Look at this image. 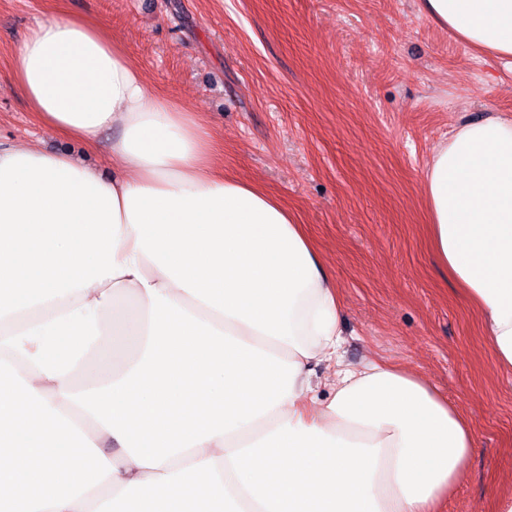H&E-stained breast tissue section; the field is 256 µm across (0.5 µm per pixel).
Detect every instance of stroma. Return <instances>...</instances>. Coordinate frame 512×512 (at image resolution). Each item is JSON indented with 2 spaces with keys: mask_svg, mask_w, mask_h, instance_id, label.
<instances>
[{
  "mask_svg": "<svg viewBox=\"0 0 512 512\" xmlns=\"http://www.w3.org/2000/svg\"><path fill=\"white\" fill-rule=\"evenodd\" d=\"M81 16L122 45L150 93L211 122L224 171L305 224L343 299L347 362L422 374L471 419L468 467L439 512L512 493V374L429 246L423 171L462 122L512 113V71L458 42L419 0H0V143L112 164L43 129L13 52L49 18Z\"/></svg>",
  "mask_w": 512,
  "mask_h": 512,
  "instance_id": "obj_1",
  "label": "stroma"
}]
</instances>
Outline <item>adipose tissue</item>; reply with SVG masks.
Wrapping results in <instances>:
<instances>
[{"instance_id": "ef3b65f1", "label": "adipose tissue", "mask_w": 512, "mask_h": 512, "mask_svg": "<svg viewBox=\"0 0 512 512\" xmlns=\"http://www.w3.org/2000/svg\"><path fill=\"white\" fill-rule=\"evenodd\" d=\"M421 9L512 70V0ZM12 62L45 129L117 135L108 174L0 146V512H435L474 426L412 370L345 364L297 217L96 24L38 22ZM423 180L434 255L512 372V119L459 124Z\"/></svg>"}]
</instances>
